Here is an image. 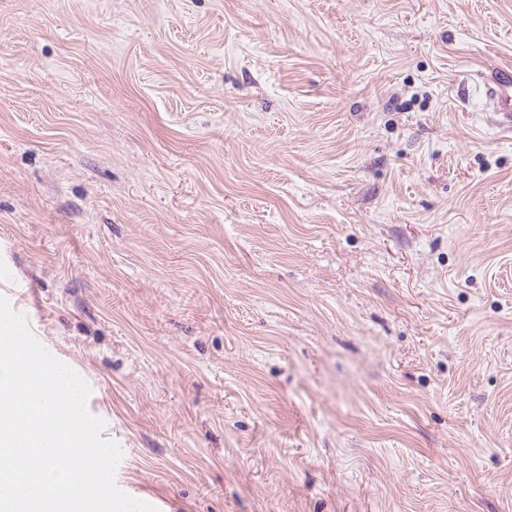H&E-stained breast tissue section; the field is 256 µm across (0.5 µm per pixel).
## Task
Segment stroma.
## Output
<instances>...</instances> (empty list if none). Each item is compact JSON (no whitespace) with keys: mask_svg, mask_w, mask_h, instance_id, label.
Returning <instances> with one entry per match:
<instances>
[{"mask_svg":"<svg viewBox=\"0 0 512 512\" xmlns=\"http://www.w3.org/2000/svg\"><path fill=\"white\" fill-rule=\"evenodd\" d=\"M512 0H0V295L158 512H512ZM483 87L486 99L493 112L505 116L511 122L512 68L510 66H500L490 70L483 77Z\"/></svg>","mask_w":512,"mask_h":512,"instance_id":"35a3bbf8","label":"stroma"}]
</instances>
